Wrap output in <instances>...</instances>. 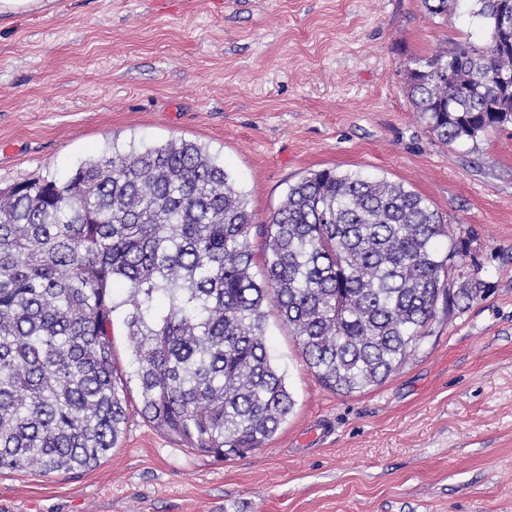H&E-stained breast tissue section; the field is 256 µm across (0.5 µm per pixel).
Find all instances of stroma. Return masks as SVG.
<instances>
[{
    "mask_svg": "<svg viewBox=\"0 0 512 512\" xmlns=\"http://www.w3.org/2000/svg\"><path fill=\"white\" fill-rule=\"evenodd\" d=\"M489 36L471 0H44L0 15V188L111 146L187 140L265 221L333 169L403 184L470 233L481 299L437 312L384 383L324 389L269 314L295 406L217 460L139 416L89 470L0 472V512H512V126L441 142L405 91L414 56Z\"/></svg>",
    "mask_w": 512,
    "mask_h": 512,
    "instance_id": "stroma-1",
    "label": "stroma"
}]
</instances>
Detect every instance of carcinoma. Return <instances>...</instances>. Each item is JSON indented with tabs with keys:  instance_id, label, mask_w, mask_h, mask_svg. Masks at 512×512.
I'll use <instances>...</instances> for the list:
<instances>
[{
	"instance_id": "obj_1",
	"label": "carcinoma",
	"mask_w": 512,
	"mask_h": 512,
	"mask_svg": "<svg viewBox=\"0 0 512 512\" xmlns=\"http://www.w3.org/2000/svg\"><path fill=\"white\" fill-rule=\"evenodd\" d=\"M422 2L437 17L457 0ZM474 7L488 42L405 63L408 97L448 144L512 124V0ZM469 243L402 184L331 169L257 224L224 162L183 140L114 145L63 177L19 180L0 190V470L97 465L129 423L132 385L137 414L187 448H260L294 406L266 347L268 307L325 389L378 386L437 308L481 296L480 269L456 264ZM119 309L129 372L112 340Z\"/></svg>"
}]
</instances>
